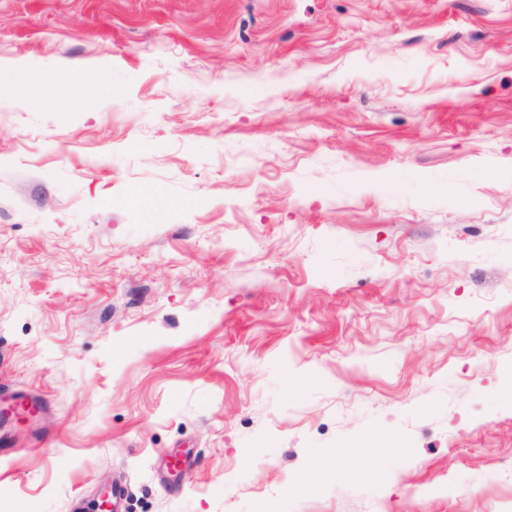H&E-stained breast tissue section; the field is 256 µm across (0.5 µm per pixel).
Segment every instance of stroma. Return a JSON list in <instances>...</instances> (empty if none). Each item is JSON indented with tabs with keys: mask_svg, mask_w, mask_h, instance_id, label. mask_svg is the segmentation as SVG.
Here are the masks:
<instances>
[{
	"mask_svg": "<svg viewBox=\"0 0 512 512\" xmlns=\"http://www.w3.org/2000/svg\"><path fill=\"white\" fill-rule=\"evenodd\" d=\"M0 387V512H512V0H0Z\"/></svg>",
	"mask_w": 512,
	"mask_h": 512,
	"instance_id": "35a3bbf8",
	"label": "stroma"
}]
</instances>
